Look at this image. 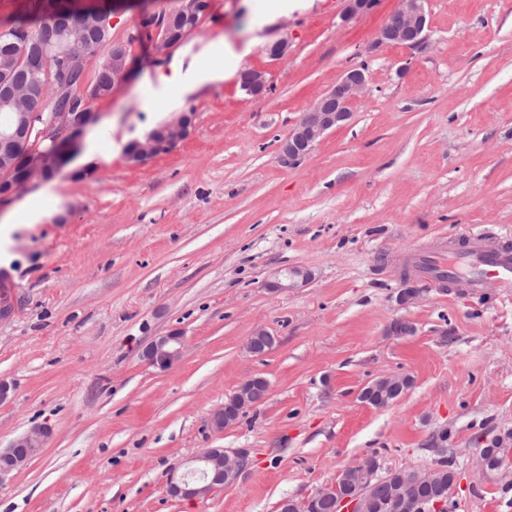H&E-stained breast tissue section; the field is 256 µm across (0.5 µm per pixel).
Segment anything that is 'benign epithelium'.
Returning <instances> with one entry per match:
<instances>
[{
	"label": "benign epithelium",
	"mask_w": 512,
	"mask_h": 512,
	"mask_svg": "<svg viewBox=\"0 0 512 512\" xmlns=\"http://www.w3.org/2000/svg\"><path fill=\"white\" fill-rule=\"evenodd\" d=\"M428 0H398V7L379 29L376 41L370 50L378 46L401 45L410 50L423 47L428 34ZM58 38L68 43L62 57V68L67 76L63 80L62 94L69 92L68 78L81 71L83 55L74 47L71 27L56 31ZM367 86L366 71L349 68L320 98L315 100L302 114L297 123L281 141L278 148L280 163L285 167L299 165L317 146L324 136L346 124L352 116V106ZM249 95L262 98L273 88L267 72L251 69L246 75ZM93 112L58 111L54 100L47 96H32L26 109L17 113L16 120L0 127V154L4 168H0V197L18 194L28 188L32 180L42 176L58 152L73 154L86 127L94 123ZM192 114L182 113L164 123L157 131L135 141L126 154L132 166L148 163L158 155L173 150L186 139L192 127ZM22 139L29 144L25 154L15 157L14 144ZM311 274L299 267L285 268L275 272L267 283L272 291L294 288L305 284ZM184 348V336L169 332L157 337L145 351L146 359L159 366H168L178 360ZM51 431L45 426H35L16 438L9 448L0 452V476L21 468L33 458L32 449L44 447ZM247 469L239 452L221 448H206L187 460V472L169 482L172 496L186 500H201L235 481Z\"/></svg>",
	"instance_id": "benign-epithelium-1"
}]
</instances>
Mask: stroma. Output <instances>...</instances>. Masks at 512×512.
I'll list each match as a JSON object with an SVG mask.
<instances>
[{
	"label": "stroma",
	"instance_id": "obj_1",
	"mask_svg": "<svg viewBox=\"0 0 512 512\" xmlns=\"http://www.w3.org/2000/svg\"><path fill=\"white\" fill-rule=\"evenodd\" d=\"M181 0H124L112 39L137 64L76 155L35 182L50 218L28 223L21 196L0 271L14 315L0 322V449L37 425L44 448L0 481V512H279L335 483L368 453L383 468H424L447 432L459 481L453 512H512V468H473L475 449L512 432V295L443 293L404 274L439 238L512 237V0H430L429 40L367 53L397 0L343 21L347 0H306L278 15L253 0H210L198 28L149 62L143 12ZM286 39L276 61L266 47ZM273 89L239 76L175 96L160 76L205 67L217 45ZM368 89L350 121L298 166L278 146L351 67ZM183 112L190 135L131 166L125 146ZM311 274L269 291L282 268ZM417 296L402 304L403 289ZM409 322L412 335H388ZM275 338L261 355L247 341ZM182 332L181 357L149 363L148 345ZM389 374L413 379L383 408L360 399ZM269 391L234 425L215 410L246 380ZM206 448L246 450L250 465L204 500L168 493L172 468ZM246 88L249 95L262 98L272 91L273 85L266 71L251 69L246 75Z\"/></svg>",
	"mask_w": 512,
	"mask_h": 512
}]
</instances>
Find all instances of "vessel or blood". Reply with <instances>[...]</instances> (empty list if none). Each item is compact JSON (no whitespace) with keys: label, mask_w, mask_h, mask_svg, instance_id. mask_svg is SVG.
<instances>
[{"label":"vessel or blood","mask_w":512,"mask_h":512,"mask_svg":"<svg viewBox=\"0 0 512 512\" xmlns=\"http://www.w3.org/2000/svg\"><path fill=\"white\" fill-rule=\"evenodd\" d=\"M414 269L420 279L439 286L444 280L466 282L477 292L484 281L512 291V239L489 240L487 234L438 241L417 254Z\"/></svg>","instance_id":"vessel-or-blood-1"}]
</instances>
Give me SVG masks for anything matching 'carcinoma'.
Here are the masks:
<instances>
[{
	"instance_id": "carcinoma-1",
	"label": "carcinoma",
	"mask_w": 512,
	"mask_h": 512,
	"mask_svg": "<svg viewBox=\"0 0 512 512\" xmlns=\"http://www.w3.org/2000/svg\"><path fill=\"white\" fill-rule=\"evenodd\" d=\"M48 0H32L29 12L14 19L11 25L0 29V56L10 58L17 52L19 46L26 45L27 51L35 52L37 63L21 55L12 68L13 82L22 88H31L37 95L52 96L58 82L57 64L60 47L54 37L49 35L48 29ZM209 4L189 10L188 6H181L171 12L177 19V33L171 41L177 43L189 34V29L199 24L203 11ZM75 16L84 25L91 28L94 34L81 43L83 56L100 54L101 60L93 83L89 87L95 89L93 99H103L114 89L112 77V64L108 59L112 57V51L119 50L130 52L131 42L136 37L130 38V43L117 45L112 41V25L105 22L104 15L112 11V8L88 9L78 3L74 4ZM83 81V75L79 74L71 81V93L61 100L62 105L70 104L77 109H89L85 99L76 95L78 85ZM274 337L270 334L262 336L253 335L249 338L247 348L256 354H263L273 347ZM395 378L400 382L396 392L381 393L382 381L376 379L364 386L366 392L361 396L362 401L375 408L385 407L399 399L402 393L408 390L413 379L406 374H397ZM249 394L246 400H241L239 394L229 398L231 406L227 411L231 412L235 419L243 416L241 410L260 403L267 395L268 382L265 378L255 376L247 381ZM489 464L494 465L512 456V433L507 432L495 438L485 448ZM433 452L438 459L426 468H402L389 472L384 478H374L369 482V507L368 512H411L406 507L408 500H421L431 504L437 499L448 497V486L453 483L452 472L455 470L453 458L448 456V449L435 448ZM380 465L376 455L370 454L360 459L356 464L342 469L336 479V493L332 496L321 497L311 504L310 512H336V499L342 495H354L359 491L364 476L370 474Z\"/></svg>"
}]
</instances>
